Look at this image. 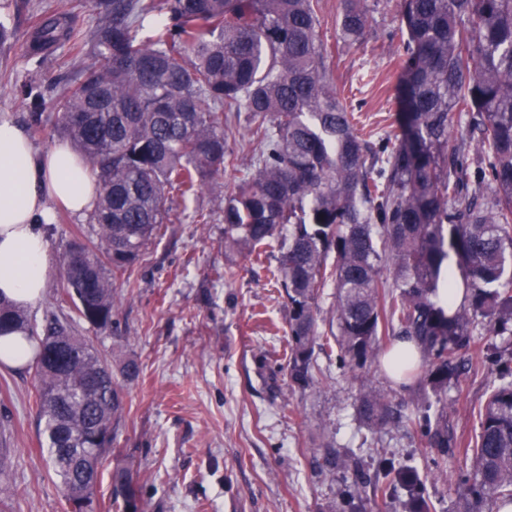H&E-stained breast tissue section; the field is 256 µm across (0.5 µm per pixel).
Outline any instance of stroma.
<instances>
[{"label":"stroma","instance_id":"1","mask_svg":"<svg viewBox=\"0 0 512 512\" xmlns=\"http://www.w3.org/2000/svg\"><path fill=\"white\" fill-rule=\"evenodd\" d=\"M321 31L336 46V91L356 108L364 132L379 139L397 127L393 58L401 0H379L372 28L360 46H337L341 0H322ZM70 13L85 35L102 21L90 0H0V121L29 130L36 149L62 134L55 79L71 80L77 62L68 47L43 65L26 54L34 19ZM50 123L33 130L32 113ZM225 172L221 189L176 200L135 265L131 287L120 288L112 327L76 325L110 362L126 356L142 365L124 387L125 422L114 442L132 462L143 512H341V493L351 472L329 469L325 447L338 459L359 458L374 480L381 455L417 469L433 512H457L458 484L466 470L462 449L479 430L486 385L493 377L484 354L462 351L460 384L448 394V452L419 433L395 424L378 430L360 425L355 404L362 386L390 393L410 412L422 393L398 388L382 357L341 368L336 348L316 351L317 382L302 390L288 378V300L271 275L276 259L258 263L224 248ZM209 223L197 220L198 213ZM33 367L0 368V442L10 465L0 486L10 488L9 512H71L47 465L38 430Z\"/></svg>","mask_w":512,"mask_h":512}]
</instances>
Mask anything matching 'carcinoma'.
I'll list each match as a JSON object with an SVG mask.
<instances>
[{"label":"carcinoma","instance_id":"1","mask_svg":"<svg viewBox=\"0 0 512 512\" xmlns=\"http://www.w3.org/2000/svg\"><path fill=\"white\" fill-rule=\"evenodd\" d=\"M337 40L363 42L368 0H342ZM102 15L90 49L60 18H38L28 58L41 64L63 43L85 56L58 99V126L99 185L89 224L97 241L60 257L61 300L75 316L44 326L0 300V336L38 338L35 394L48 460L75 512H94L104 458L122 426L123 389L75 319L106 330L117 280L155 236L176 198L196 195L230 169L224 246L256 262L276 247L273 276L288 299V376L315 385L314 350L328 341L318 298L336 288L333 335L342 367L373 356L381 337L412 342L401 384L431 396L396 414L367 388L357 419L397 418L448 453L444 394L459 354L512 332V0H402L396 87L399 132L378 143L336 94L322 38L320 0H95ZM244 128L254 145L238 165ZM456 144L448 147L451 130ZM462 282H444L448 252ZM333 262H328L329 256ZM462 287L458 307L440 289ZM496 378L465 450L458 512L512 504V355ZM124 381L140 376L120 360ZM382 497L401 486L408 512H430L418 471L382 459ZM112 507L140 512L132 465L115 459Z\"/></svg>","mask_w":512,"mask_h":512}]
</instances>
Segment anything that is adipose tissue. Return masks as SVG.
Listing matches in <instances>:
<instances>
[{"label": "adipose tissue", "mask_w": 512, "mask_h": 512, "mask_svg": "<svg viewBox=\"0 0 512 512\" xmlns=\"http://www.w3.org/2000/svg\"><path fill=\"white\" fill-rule=\"evenodd\" d=\"M98 198L96 177L69 142L40 151L22 128L0 123V299L27 308L42 298L51 269L43 225L59 208L87 217Z\"/></svg>", "instance_id": "obj_1"}]
</instances>
